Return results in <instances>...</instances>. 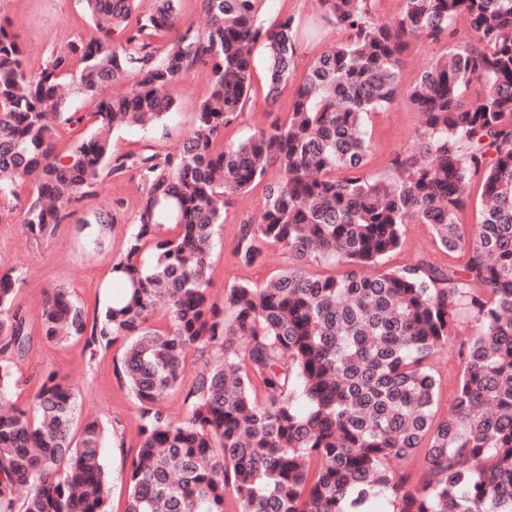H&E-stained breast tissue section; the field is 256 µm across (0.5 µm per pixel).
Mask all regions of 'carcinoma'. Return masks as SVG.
<instances>
[{
	"mask_svg": "<svg viewBox=\"0 0 512 512\" xmlns=\"http://www.w3.org/2000/svg\"><path fill=\"white\" fill-rule=\"evenodd\" d=\"M81 2L93 36L53 47L36 72L0 23V201L29 187L20 224L37 239L105 179L138 173L131 217L118 202L82 220L135 225L112 263L121 295L90 322L55 286L40 321L46 342L84 336L92 358L127 342L122 375L140 424L126 512H224L229 494L241 512H365L378 495L393 512H512V0H400L387 21L379 0H319L320 22L347 40L315 58L285 119L228 144L224 129L251 101L256 45L267 103L292 82L308 35L294 17L268 26L265 0H200V31L179 24L177 0L146 12L141 0ZM420 38L457 46L404 88V53ZM198 63L209 92L182 148L115 154L113 134L163 123L176 107L170 88ZM128 78L134 88L112 94ZM402 94L425 126L415 150L392 159L399 178L370 177L366 119ZM75 98L94 104L87 131ZM61 126L77 132L64 152ZM271 171L279 177L259 219L241 221L233 255L251 266L277 248L288 266L214 302L217 228L233 197ZM476 176L480 220L461 224ZM410 224L428 225L448 264L369 272ZM318 262L343 273L316 275ZM22 281L15 269L0 275V512H108L105 431L96 420L74 429L73 391L50 372L33 411L13 407L31 338L15 306ZM160 304L163 331L151 323ZM461 311L479 330L457 345ZM455 346L441 417L435 358ZM175 390L179 419L159 405ZM401 461L418 465L417 484L397 474Z\"/></svg>",
	"mask_w": 512,
	"mask_h": 512,
	"instance_id": "obj_1",
	"label": "carcinoma"
}]
</instances>
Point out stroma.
Instances as JSON below:
<instances>
[{"label":"stroma","instance_id":"1","mask_svg":"<svg viewBox=\"0 0 512 512\" xmlns=\"http://www.w3.org/2000/svg\"><path fill=\"white\" fill-rule=\"evenodd\" d=\"M0 18L10 20L26 53L27 66L33 72L39 70L44 54L53 46L75 35L92 33L91 26L82 18L81 0H0ZM209 79V70L204 65L187 70L173 89L177 108L165 128L122 130L113 139L114 152L138 155L152 150L177 151L195 124L197 106L208 92ZM291 103L292 92L287 89L276 106H268L263 72L255 70L250 105L239 121L225 129V142L245 139L275 118L286 117ZM424 122L422 114L403 97L388 111L371 114L365 125L370 141L368 174L388 176L391 158L414 148ZM141 196L134 173L104 180L95 195L76 204L74 215L40 239L30 238L23 231L19 211H0V274L13 267L24 270L26 282L16 294V303L32 328L30 348L18 364L21 384L15 397L23 408H30L44 377L53 371L73 390L79 420L94 418L104 425L102 458L110 478V512H125L126 473L138 446V405L119 377L126 344L116 341L109 350L94 357L81 338L51 345L41 335L40 315L45 289L56 285L69 288L91 317L111 303L117 290L110 267L122 254L134 227L113 225L100 231L93 242L79 221L110 209L118 200L123 202L125 212H133ZM262 201L263 190L259 187L232 201L212 255L209 293L213 301H221L225 288L235 283L263 285L288 264L287 257L277 250L269 251L262 263L251 267L239 264L231 254L239 222L257 214ZM419 257L438 265L448 261L428 226L411 224L401 248L387 258L386 265L395 268Z\"/></svg>","mask_w":512,"mask_h":512}]
</instances>
